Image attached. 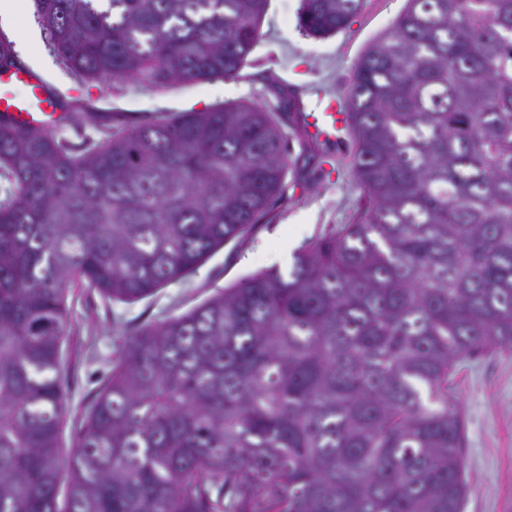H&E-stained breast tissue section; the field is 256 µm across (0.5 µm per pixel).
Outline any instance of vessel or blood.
Wrapping results in <instances>:
<instances>
[{"label":"vessel or blood","mask_w":512,"mask_h":512,"mask_svg":"<svg viewBox=\"0 0 512 512\" xmlns=\"http://www.w3.org/2000/svg\"><path fill=\"white\" fill-rule=\"evenodd\" d=\"M14 76L26 84L28 92L22 98L0 95V116L34 128L55 125L60 114L56 110V100L44 79L26 69L15 71ZM304 120L319 126L324 138L329 140L333 139L336 131L344 127L342 115L331 109L305 115Z\"/></svg>","instance_id":"vessel-or-blood-1"}]
</instances>
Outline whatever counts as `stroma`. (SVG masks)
<instances>
[{
    "label": "stroma",
    "mask_w": 512,
    "mask_h": 512,
    "mask_svg": "<svg viewBox=\"0 0 512 512\" xmlns=\"http://www.w3.org/2000/svg\"><path fill=\"white\" fill-rule=\"evenodd\" d=\"M405 5L406 0H363L345 30L313 38L299 28L301 0H268L261 38L235 77L154 90L129 80L78 81L60 64L34 15L8 30L15 46H28L35 55L34 70L77 113L78 125L61 132L72 151L103 139L111 130L105 121L111 114L131 127L171 112L237 104L276 113L287 137L286 189L244 240L225 243L184 278L136 302H113L94 290L69 288L70 332L59 366L68 407L63 455L74 448L92 401L112 371L123 334L187 313L259 270L289 271L291 259L280 256L284 245L297 250L331 228L352 223L362 190L350 165L351 135L334 144L312 140L293 115L344 104L364 50L393 28ZM449 396L466 421L463 455L472 492L464 512H512V350L462 362L450 380Z\"/></svg>",
    "instance_id": "stroma-1"
}]
</instances>
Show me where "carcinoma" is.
<instances>
[{
    "instance_id": "obj_1",
    "label": "carcinoma",
    "mask_w": 512,
    "mask_h": 512,
    "mask_svg": "<svg viewBox=\"0 0 512 512\" xmlns=\"http://www.w3.org/2000/svg\"><path fill=\"white\" fill-rule=\"evenodd\" d=\"M267 2L33 0L75 77L146 89L235 76ZM360 7L302 0L299 25L330 36ZM345 126L353 223L128 335L64 458L70 286L136 301L245 238L283 192L285 135L236 105L72 154L0 120V512H463L450 379L512 348V0H408Z\"/></svg>"
}]
</instances>
